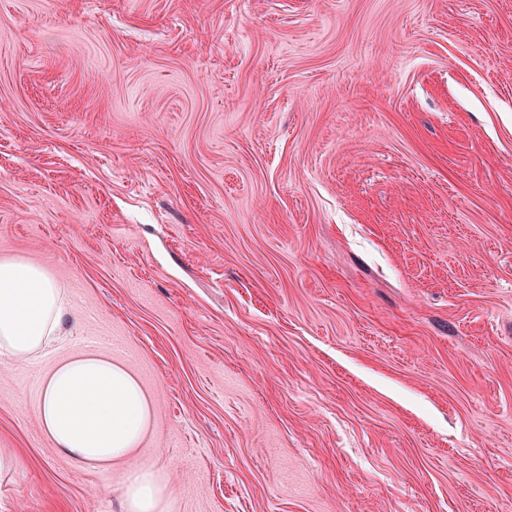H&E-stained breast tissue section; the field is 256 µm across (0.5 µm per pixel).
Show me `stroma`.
Returning <instances> with one entry per match:
<instances>
[{
  "instance_id": "obj_1",
  "label": "stroma",
  "mask_w": 512,
  "mask_h": 512,
  "mask_svg": "<svg viewBox=\"0 0 512 512\" xmlns=\"http://www.w3.org/2000/svg\"><path fill=\"white\" fill-rule=\"evenodd\" d=\"M5 256L75 316L0 512H118L37 408L91 349L171 512H512V0H0Z\"/></svg>"
}]
</instances>
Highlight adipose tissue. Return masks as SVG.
I'll use <instances>...</instances> for the list:
<instances>
[{
  "instance_id": "ef3b65f1",
  "label": "adipose tissue",
  "mask_w": 512,
  "mask_h": 512,
  "mask_svg": "<svg viewBox=\"0 0 512 512\" xmlns=\"http://www.w3.org/2000/svg\"><path fill=\"white\" fill-rule=\"evenodd\" d=\"M70 300L43 266L0 259V355L27 366L63 339ZM43 432L81 466L109 467L132 457L150 427L152 409L136 376L89 350L57 364L38 399ZM173 488L160 469L135 464L119 488L121 512H168Z\"/></svg>"
}]
</instances>
